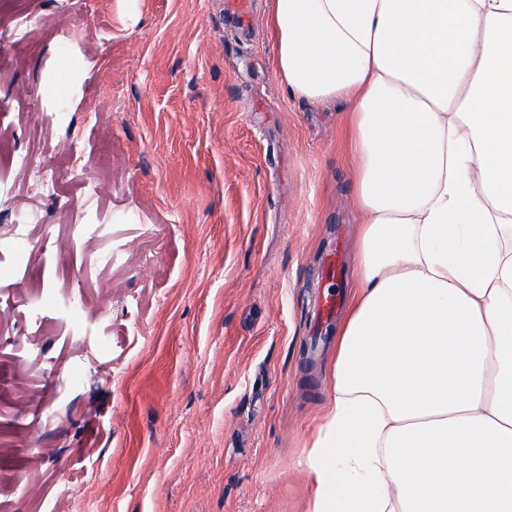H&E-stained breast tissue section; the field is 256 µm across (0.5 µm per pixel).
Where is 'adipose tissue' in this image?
Returning <instances> with one entry per match:
<instances>
[{
    "label": "adipose tissue",
    "instance_id": "adipose-tissue-1",
    "mask_svg": "<svg viewBox=\"0 0 512 512\" xmlns=\"http://www.w3.org/2000/svg\"><path fill=\"white\" fill-rule=\"evenodd\" d=\"M341 102L356 259L309 512H512V0H272Z\"/></svg>",
    "mask_w": 512,
    "mask_h": 512
}]
</instances>
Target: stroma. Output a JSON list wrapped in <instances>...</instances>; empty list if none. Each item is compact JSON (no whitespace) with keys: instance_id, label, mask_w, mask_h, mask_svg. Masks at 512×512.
I'll return each instance as SVG.
<instances>
[{"instance_id":"1","label":"stroma","mask_w":512,"mask_h":512,"mask_svg":"<svg viewBox=\"0 0 512 512\" xmlns=\"http://www.w3.org/2000/svg\"><path fill=\"white\" fill-rule=\"evenodd\" d=\"M0 0V512H309L330 241L354 263L344 106L291 98L270 0ZM38 208L40 221L17 228ZM340 305V298L335 293L319 291L317 299V311L313 325V336H319L328 322L336 314V308ZM312 336V337H313Z\"/></svg>"}]
</instances>
